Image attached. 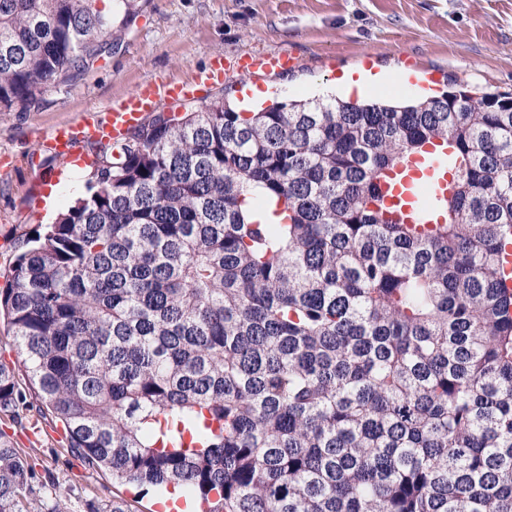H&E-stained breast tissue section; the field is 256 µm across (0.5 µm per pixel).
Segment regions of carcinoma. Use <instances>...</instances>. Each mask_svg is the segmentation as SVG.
Returning a JSON list of instances; mask_svg holds the SVG:
<instances>
[{"label":"carcinoma","instance_id":"obj_1","mask_svg":"<svg viewBox=\"0 0 512 512\" xmlns=\"http://www.w3.org/2000/svg\"><path fill=\"white\" fill-rule=\"evenodd\" d=\"M0 0V105L27 109L135 0ZM451 149L444 221L379 182ZM512 99L224 101L101 150L87 195L23 240L0 315L68 447L202 512H512ZM33 404L0 364V412ZM0 433V512H23Z\"/></svg>","mask_w":512,"mask_h":512}]
</instances>
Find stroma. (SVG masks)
Returning a JSON list of instances; mask_svg holds the SVG:
<instances>
[{
    "label": "stroma",
    "mask_w": 512,
    "mask_h": 512,
    "mask_svg": "<svg viewBox=\"0 0 512 512\" xmlns=\"http://www.w3.org/2000/svg\"><path fill=\"white\" fill-rule=\"evenodd\" d=\"M274 51L292 57L291 69L234 74L195 98L164 102L160 112L197 111L219 99L234 106L249 84L272 102L315 98L343 72L391 75L408 62L433 94L461 86L476 97H512V0H141L110 53L47 88L28 111L0 107V154L11 162L0 178V288L19 242L47 222L36 202L42 176H55L62 213L85 195L93 171L86 165L72 178L70 161L44 160L38 131L79 121L143 84L191 82L215 55ZM0 431L24 450L32 469L27 512H108L115 502L126 512H159L154 488L115 482L68 452L52 414L28 412L16 424L0 412Z\"/></svg>",
    "instance_id": "obj_1"
}]
</instances>
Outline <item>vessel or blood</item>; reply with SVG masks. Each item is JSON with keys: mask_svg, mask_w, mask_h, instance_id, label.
<instances>
[{"mask_svg": "<svg viewBox=\"0 0 512 512\" xmlns=\"http://www.w3.org/2000/svg\"><path fill=\"white\" fill-rule=\"evenodd\" d=\"M292 59L283 52H258L241 56L236 69L240 72L285 71ZM224 76L223 64H215L207 71L197 73L192 84H150L111 102L103 113H91L77 123L56 126L39 141L41 151L55 157L68 158L81 145L112 144L126 138L143 121L146 112L161 101L187 96L193 86H208ZM427 156L410 159L405 170H393L381 185L384 203L395 216L406 223L421 219L431 223L437 209L448 200L446 187L451 182L447 165L434 161L437 146L427 148Z\"/></svg>", "mask_w": 512, "mask_h": 512, "instance_id": "obj_1", "label": "vessel or blood"}]
</instances>
